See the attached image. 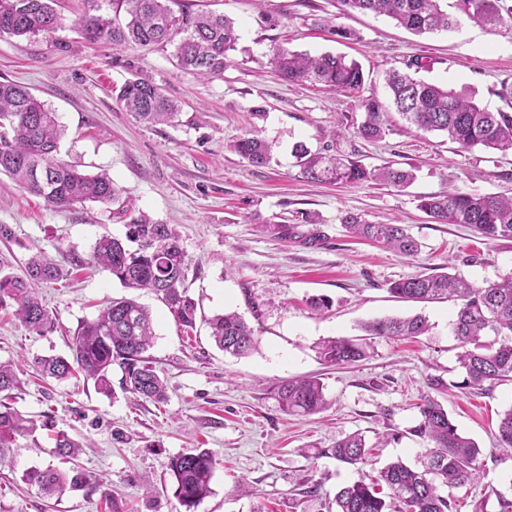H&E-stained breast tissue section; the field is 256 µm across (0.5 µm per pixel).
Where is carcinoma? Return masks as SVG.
<instances>
[{"label": "carcinoma", "instance_id": "obj_1", "mask_svg": "<svg viewBox=\"0 0 512 512\" xmlns=\"http://www.w3.org/2000/svg\"><path fill=\"white\" fill-rule=\"evenodd\" d=\"M57 0H0V36L31 37L53 31L60 25ZM84 10L76 23L86 41L114 47L171 45L179 67L193 75L216 77L224 74L239 35L234 22L222 14L196 11L186 0H82ZM349 14L374 13L394 20L418 35L448 31L457 20L448 13L446 0H339ZM456 8L486 29L495 31L504 16L512 17L509 0H456ZM271 63L279 76L297 85H321L356 95L364 110L363 120L353 134L364 141L385 135L391 112H397L416 130L438 132L461 150L481 146L512 149V112H491L474 97L461 91L427 82L415 73L427 68L423 59L407 61L406 70L389 73V97L381 100L363 95L364 76L359 64L343 55L310 56L275 44ZM118 103L146 123L169 124L177 117L178 105L157 85L143 78L129 79L112 90ZM64 129L57 117L30 88L0 80V174L7 175L28 193L57 208L87 202L105 203L122 192L106 172L88 175L60 156ZM233 149L254 164L270 160V146L257 134L239 138ZM300 158L303 175L314 182L375 180L403 186L414 179L410 170L391 164L369 170L360 161L341 155L309 154ZM420 209L440 224H466L483 241L512 239V198L478 194L451 188L420 200ZM356 238L373 241L401 253L416 256L420 244L400 224H373L358 215L342 219ZM135 248H130V245ZM84 263L112 274L125 288L146 289L158 295L170 309L175 322L185 329L196 323V302L183 287L187 256L177 232L168 224H156L145 215L130 217L125 239L99 238ZM67 275L64 260L43 252L28 258L21 276L0 275V306L13 303V315L29 330L41 335L53 325V315L41 302L35 288L59 281ZM390 293L403 301L457 303L451 333L457 342V362L462 380L456 387L481 390L484 384L512 379V273L485 286L476 285L446 272L418 275L393 282ZM216 346L231 355L245 356L256 349L258 338L236 312L208 319ZM425 316L381 317L360 325L364 337H335L319 343L320 357L333 365L365 359L367 337H415L429 331ZM154 332L149 310L130 298H115L91 321L78 328L71 354L40 356L32 361L42 377L64 381L77 374L94 382L96 390L113 395L111 372L122 370L123 389L154 403L167 401L165 380L150 366L145 353ZM20 379L13 364L0 362V464L16 436L38 428L52 430L51 416L43 421L24 415L9 402ZM286 413L311 415L326 405L323 384L317 378L290 380L274 387ZM421 419L411 429L428 444L423 469L400 461L383 467L375 477L362 475L340 488L334 497L336 512H457L453 490L470 485L483 475L481 450L463 436L434 398L419 406ZM497 447L512 450V408L501 416ZM56 452L64 457L79 455L81 444L66 432H55ZM371 447L354 433L327 449L336 461L349 466L365 462ZM173 496L191 512L211 493L214 460L210 452L195 449L169 458ZM22 480L33 482L48 495L67 489L79 490L94 483L88 472L70 474L51 467L31 469Z\"/></svg>", "mask_w": 512, "mask_h": 512}]
</instances>
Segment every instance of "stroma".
Segmentation results:
<instances>
[{
  "instance_id": "35a3bbf8",
  "label": "stroma",
  "mask_w": 512,
  "mask_h": 512,
  "mask_svg": "<svg viewBox=\"0 0 512 512\" xmlns=\"http://www.w3.org/2000/svg\"><path fill=\"white\" fill-rule=\"evenodd\" d=\"M197 8L234 19L241 38L223 76L181 71L172 47L111 49L86 44L75 29L80 0H60L61 28L33 38L0 37V77L21 82L64 127L60 155L94 174L107 171L123 187L119 201L62 210L0 175V273L19 275L34 248L88 258L101 236L124 237L130 215L173 225L188 269L184 286L199 320L184 332L155 294L127 291L111 274L70 266L68 279L40 285L55 317L40 336L0 309V362L69 354L81 322L124 295L146 306L156 339L149 354L168 385L158 404L125 393L112 370L113 396L93 381H42L24 375L15 393L22 413H50L58 428L84 447L77 459L54 453L45 432L15 437L0 464V512H185L171 489L168 459L202 448L214 456L212 492L194 512H336L333 498L361 474L400 461L417 468L426 442L411 435L421 399L431 396L459 431L482 451L483 478L456 489L458 512H499L512 497V452L496 448L494 433L512 406V381L465 393L450 324L454 302L410 303L391 296V282L445 272L484 284L512 273V240L484 243L467 226L439 224L418 207L420 197L457 187L512 196V149L462 151L436 133L419 134L393 118L382 139L365 142L345 132L346 117L361 119L353 95L281 80L270 62L279 44L313 55L356 59L366 93L385 97V77L414 57L422 78L474 94L490 110L512 109V18L497 30L459 15L450 32L416 35L372 14L341 13L338 0H193ZM356 31L336 38L331 26ZM152 80L181 111L170 124L137 121L112 90L126 80ZM262 118H254V111ZM270 144L269 164L256 166L232 151L246 132ZM355 153L366 167L387 162L415 167L408 186L374 181L313 183L304 179L295 150ZM355 213L375 224L405 225L421 245L405 257L351 237L341 219ZM278 224L293 226L284 240ZM321 234L308 241L310 230ZM326 296L317 311L309 297ZM241 314L260 340L237 358L218 350L207 317ZM426 316L425 335L373 339L374 354L343 366L321 361L320 341L359 335L362 322L384 316ZM319 378L327 406L319 413L283 412L275 382ZM363 434L375 450L369 462L348 466L326 456L348 435ZM386 447H376L378 435ZM79 466L103 484L44 496L23 473ZM249 484L250 493L238 489Z\"/></svg>"
}]
</instances>
